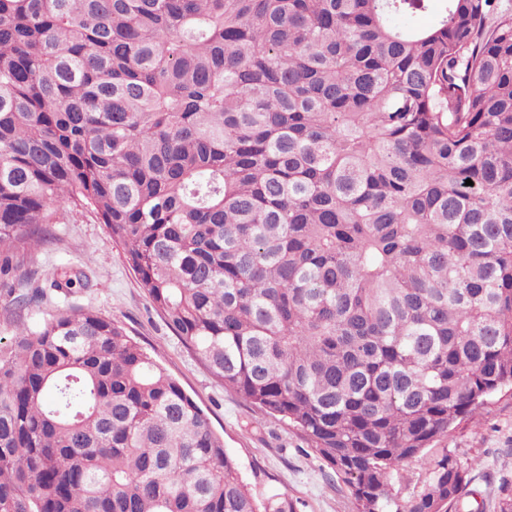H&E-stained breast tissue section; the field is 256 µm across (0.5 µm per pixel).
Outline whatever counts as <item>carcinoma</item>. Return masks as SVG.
<instances>
[{"label": "carcinoma", "mask_w": 512, "mask_h": 512, "mask_svg": "<svg viewBox=\"0 0 512 512\" xmlns=\"http://www.w3.org/2000/svg\"><path fill=\"white\" fill-rule=\"evenodd\" d=\"M440 2L0 0V277L89 212L357 512H471L428 451L512 391V14ZM0 512L296 505L87 309L0 351ZM408 470L410 471L409 481L401 482L394 480L392 485V493L399 500L407 499L414 493H417L425 480L426 467L424 465L415 463L411 465Z\"/></svg>", "instance_id": "1"}]
</instances>
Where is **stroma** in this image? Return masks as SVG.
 Instances as JSON below:
<instances>
[{
	"label": "stroma",
	"instance_id": "35a3bbf8",
	"mask_svg": "<svg viewBox=\"0 0 512 512\" xmlns=\"http://www.w3.org/2000/svg\"><path fill=\"white\" fill-rule=\"evenodd\" d=\"M53 232L47 244L24 256L13 277L0 281V349L11 347L19 325L39 328L62 309L112 318L204 411L256 498L278 492L295 502L297 512H355L346 487L297 432L226 390L183 346L106 225L77 212ZM57 268L83 271L88 280L57 290L50 278ZM444 449L469 469L467 502L498 512L500 499L512 492V394L494 397L432 447Z\"/></svg>",
	"mask_w": 512,
	"mask_h": 512
}]
</instances>
